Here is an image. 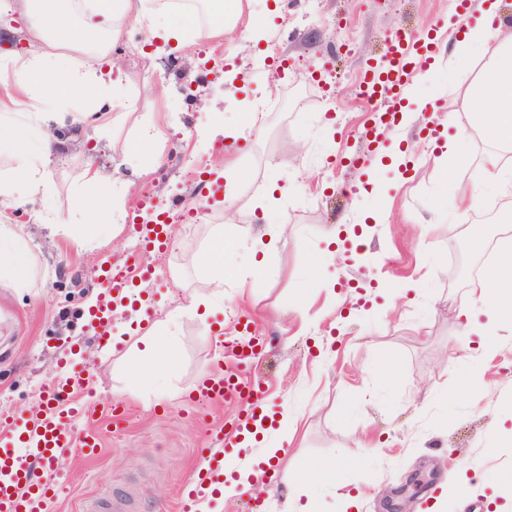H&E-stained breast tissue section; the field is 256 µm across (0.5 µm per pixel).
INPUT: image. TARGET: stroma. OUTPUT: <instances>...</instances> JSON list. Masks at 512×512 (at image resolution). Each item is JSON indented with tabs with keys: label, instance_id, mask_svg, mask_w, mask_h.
<instances>
[{
	"label": "stroma",
	"instance_id": "35a3bbf8",
	"mask_svg": "<svg viewBox=\"0 0 512 512\" xmlns=\"http://www.w3.org/2000/svg\"><path fill=\"white\" fill-rule=\"evenodd\" d=\"M268 2L249 4L259 38L240 24L215 39L179 15L184 44L148 55L147 31L126 22L112 50L120 67L114 81L138 109L112 107L101 122L88 99L56 102L57 111L87 113L86 122L58 128L65 147L49 166L48 194L0 212L1 221L22 227L33 266L28 288L0 287V448L33 458L15 434L39 423L49 385L86 368L90 383L78 396L86 414L72 429L95 432L100 450L64 449L58 473L35 467L55 491L46 512H84L94 496L136 482L142 512L159 504L176 512L178 488L215 433L243 423L242 407L199 402L196 389L223 373L225 342L246 318L270 341L251 375L264 380L265 402L292 417L267 435L283 450L274 473L265 469L264 447L240 442L224 451L225 467L256 472L258 512H282L313 462L346 474L345 482L318 486L317 512H349L350 488L360 494L358 512H384L386 492L411 481L418 493L408 512H484L494 493L512 506V490L498 488L512 472V435L502 425L512 404V335L489 355L460 321L471 301L457 285L461 226L448 215L454 182L504 148L472 134L462 154L420 160L402 183L373 163L391 146L419 145L427 126L465 121L476 106L466 91L480 76L478 51L447 34V52L463 53L467 66L421 87L425 107L395 132L376 143L358 135L376 120L359 83L368 65L381 63L387 38L447 26L457 0H288L276 12ZM148 97L153 107H144ZM246 103L263 130L228 142L227 130L247 119ZM155 124L161 137L138 157L126 155L124 144ZM228 164L239 173L230 185ZM88 168L101 173L111 197L86 182ZM274 174L293 189L272 202ZM383 182L391 186L383 221L365 223L356 192ZM77 200L83 210L71 211ZM265 202L285 228L277 252L247 287L213 280L211 237L223 230L226 262L247 266L265 234L256 217ZM155 209L168 217V245L143 251L153 275L126 289L112 313V344L103 346L86 306L101 299L107 274L133 278L128 258L142 245L133 217ZM60 212L70 213L73 233L51 230ZM437 214L442 224L420 238ZM339 225L359 229L360 241H348L324 270L330 289L304 287L311 259ZM195 296L210 300L222 335L187 311ZM145 332L171 363L137 385L130 370L139 361L136 336ZM116 402L124 408L117 423L109 414Z\"/></svg>",
	"mask_w": 512,
	"mask_h": 512
}]
</instances>
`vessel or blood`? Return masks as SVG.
I'll list each match as a JSON object with an SVG mask.
<instances>
[{"mask_svg": "<svg viewBox=\"0 0 512 512\" xmlns=\"http://www.w3.org/2000/svg\"><path fill=\"white\" fill-rule=\"evenodd\" d=\"M433 46L434 39L427 33L396 34L386 44L384 68L373 67L365 73L363 91L371 96L384 94L390 99L389 106L382 109L377 118L378 126L388 130L395 128V106L404 93L408 79L429 66L433 59ZM266 345V338L257 336L232 346L233 373L211 379L209 384L199 388V397L215 405L225 402L258 405L262 399L261 385L248 380L246 374L251 370L257 351L265 349ZM65 395V388L50 386L43 402L45 417L35 429L37 441L34 452L55 470L62 467L61 449L76 447L82 454L93 455L99 448V439L94 432L77 434L70 427L60 409ZM223 476V456L214 453L205 457L202 466L179 491L180 512H195L193 505L196 497L211 485L221 482ZM49 490V484L33 477L25 458L0 452V512H43ZM138 507L137 493L128 490L116 495L100 494L91 502L89 512H137Z\"/></svg>", "mask_w": 512, "mask_h": 512, "instance_id": "1", "label": "vessel or blood"}]
</instances>
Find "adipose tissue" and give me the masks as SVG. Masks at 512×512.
<instances>
[{"instance_id": "ef3b65f1", "label": "adipose tissue", "mask_w": 512, "mask_h": 512, "mask_svg": "<svg viewBox=\"0 0 512 512\" xmlns=\"http://www.w3.org/2000/svg\"><path fill=\"white\" fill-rule=\"evenodd\" d=\"M12 2L29 20L34 50L28 57L13 60L10 66H0V136H8L15 160L11 176L0 178V197L10 201L19 193L27 197L45 193L46 167L63 146L53 128L81 120L80 113L57 112L47 102L31 122L9 123V116L27 108L32 88L44 84L58 97L79 93L92 100L107 95L116 104L122 100L120 87L105 78L104 65L112 60L110 52H101L98 62L74 66L65 52L51 44V33L65 37L71 34L61 0ZM500 7L501 0H478L480 20L463 34L464 45L479 50L483 61V77L470 89L471 96L482 106L470 112L466 123L456 124L454 133L446 134L447 151H459L462 140L474 132L494 143H512V37L503 34ZM130 17L145 26L152 38L167 42L184 36L181 27L162 22L147 10L144 0H87L81 30L87 37L101 36L112 44L122 37V19ZM31 271L25 234L13 225L0 224V272L6 274L14 288L22 289L28 284ZM479 299L489 315L486 324H479L476 315L468 310L462 311L461 316L490 349L497 345L500 329L512 325V320L503 314L506 307L512 306L511 246L498 252L481 282Z\"/></svg>"}]
</instances>
